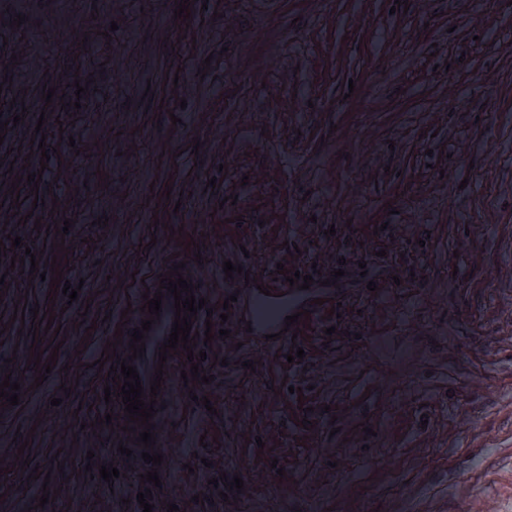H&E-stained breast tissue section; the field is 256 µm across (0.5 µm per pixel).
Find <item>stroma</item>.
<instances>
[{"label":"stroma","instance_id":"1","mask_svg":"<svg viewBox=\"0 0 512 512\" xmlns=\"http://www.w3.org/2000/svg\"><path fill=\"white\" fill-rule=\"evenodd\" d=\"M179 3L0 0V118L20 117L0 134V241L23 240L0 251V381L20 384L0 405V512H138L152 468L120 453L92 364L176 257L230 335L196 336L201 378L175 381L153 512H512V0ZM28 252L54 261L45 279L12 268ZM280 264L321 272L285 315L324 301L285 329L252 320ZM223 474L243 490L194 502Z\"/></svg>","mask_w":512,"mask_h":512}]
</instances>
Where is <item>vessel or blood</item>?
Listing matches in <instances>:
<instances>
[{
  "instance_id": "vessel-or-blood-1",
  "label": "vessel or blood",
  "mask_w": 512,
  "mask_h": 512,
  "mask_svg": "<svg viewBox=\"0 0 512 512\" xmlns=\"http://www.w3.org/2000/svg\"><path fill=\"white\" fill-rule=\"evenodd\" d=\"M159 277H152L148 282L150 292H157L161 295V311L158 316H150L149 312L133 309L123 323L122 331L124 336H131L135 327L140 326L143 320H151L152 325L149 331L144 334L145 351L142 357L131 358L129 350H122V358L131 359L133 367L136 368L142 388H149L151 381L160 380L161 388L157 393V402H164L170 395L174 380L177 374L181 354H174L167 361H160L159 349L165 340H168L172 324L175 319V300L170 292H163L159 289Z\"/></svg>"
}]
</instances>
